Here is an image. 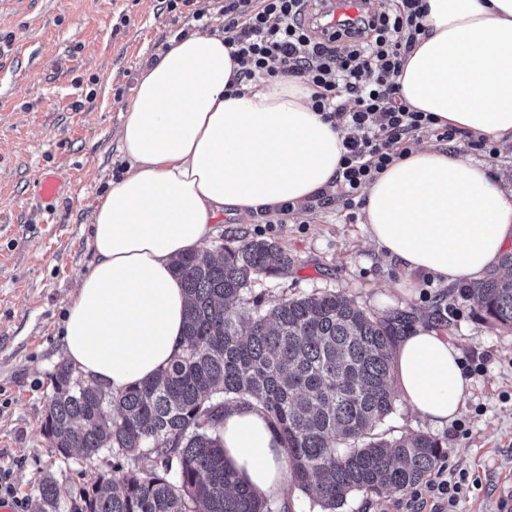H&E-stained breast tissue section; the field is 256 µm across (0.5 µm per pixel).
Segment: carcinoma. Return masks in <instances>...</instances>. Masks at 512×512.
<instances>
[{"mask_svg":"<svg viewBox=\"0 0 512 512\" xmlns=\"http://www.w3.org/2000/svg\"><path fill=\"white\" fill-rule=\"evenodd\" d=\"M293 264L262 239L182 255L174 267L188 298L185 346L168 369L113 393L57 365L43 425L50 456L107 450L118 459L112 475L80 491L77 512H285L224 461V414L243 406L266 417L291 481L323 512L355 491L408 490L436 469L439 439L375 432L394 409L401 319L370 315L333 291L241 311L254 280ZM460 295L512 328V252ZM121 458L137 466L125 470ZM63 496L54 477L38 479L33 512H60Z\"/></svg>","mask_w":512,"mask_h":512,"instance_id":"cac0c4a2","label":"carcinoma"}]
</instances>
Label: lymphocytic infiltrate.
Masks as SVG:
<instances>
[{
    "label": "lymphocytic infiltrate",
    "instance_id": "obj_1",
    "mask_svg": "<svg viewBox=\"0 0 512 512\" xmlns=\"http://www.w3.org/2000/svg\"><path fill=\"white\" fill-rule=\"evenodd\" d=\"M320 0H224V35L237 65L234 82L280 75L311 83L315 111L343 135L335 188L314 204L363 206L365 190L432 130L430 113L411 110L395 78L420 35L422 0H369L358 28L325 32ZM471 487L463 469L438 467L413 487L410 512H451Z\"/></svg>",
    "mask_w": 512,
    "mask_h": 512
}]
</instances>
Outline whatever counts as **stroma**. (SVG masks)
I'll return each mask as SVG.
<instances>
[{
  "label": "stroma",
  "instance_id": "obj_1",
  "mask_svg": "<svg viewBox=\"0 0 512 512\" xmlns=\"http://www.w3.org/2000/svg\"><path fill=\"white\" fill-rule=\"evenodd\" d=\"M221 0H191L170 10L165 0H0V470L20 498L51 473L73 512L80 489L112 469L111 454L91 462L53 458L42 432L51 375L65 359L66 302L79 275L94 265L90 202L127 162L118 133L146 61L169 40L219 15ZM56 174L65 192L44 222L35 184ZM211 246L250 239L277 243L294 258L284 276L258 278L245 311L302 295L334 291L366 312L399 313L406 328L421 325L448 337L462 356H487L473 376L459 419L435 428L402 402L379 425L385 437L424 432L445 446L448 466L477 478L456 512H497L512 473V329L482 318L459 294L424 272L409 279L411 296L394 288L403 276L378 252L362 215L341 204L273 216L271 223L216 218ZM407 492L348 496L342 512H402Z\"/></svg>",
  "mask_w": 512,
  "mask_h": 512
}]
</instances>
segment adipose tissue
I'll return each mask as SVG.
<instances>
[{"label":"adipose tissue","instance_id":"1","mask_svg":"<svg viewBox=\"0 0 512 512\" xmlns=\"http://www.w3.org/2000/svg\"><path fill=\"white\" fill-rule=\"evenodd\" d=\"M421 35L396 81L410 109L439 126L512 139V0H423ZM221 30L169 41L146 65L119 132L129 167L92 204L97 256L67 304L63 347L72 368L119 391L155 377L181 353L187 297L173 261L199 252L217 215L300 208L331 186L342 136L296 79L234 84ZM371 241L405 271L477 279L512 249V188L488 163L430 147L402 153L366 189ZM400 400L447 426L471 390L459 351L415 328L391 353ZM229 464L264 496L285 501L288 461L264 415L224 416Z\"/></svg>","mask_w":512,"mask_h":512}]
</instances>
